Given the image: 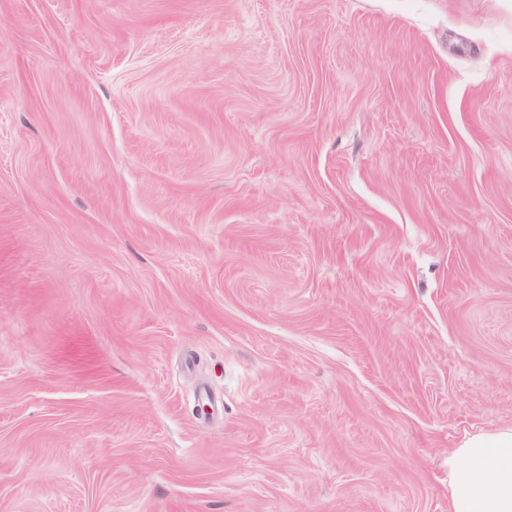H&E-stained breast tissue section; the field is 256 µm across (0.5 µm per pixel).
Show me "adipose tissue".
Returning <instances> with one entry per match:
<instances>
[{"label":"adipose tissue","instance_id":"1","mask_svg":"<svg viewBox=\"0 0 512 512\" xmlns=\"http://www.w3.org/2000/svg\"><path fill=\"white\" fill-rule=\"evenodd\" d=\"M448 512H512V428L449 450Z\"/></svg>","mask_w":512,"mask_h":512}]
</instances>
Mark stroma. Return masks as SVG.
I'll list each match as a JSON object with an SVG mask.
<instances>
[{
    "instance_id": "1",
    "label": "stroma",
    "mask_w": 512,
    "mask_h": 512,
    "mask_svg": "<svg viewBox=\"0 0 512 512\" xmlns=\"http://www.w3.org/2000/svg\"><path fill=\"white\" fill-rule=\"evenodd\" d=\"M512 427V0H0V512H448Z\"/></svg>"
}]
</instances>
